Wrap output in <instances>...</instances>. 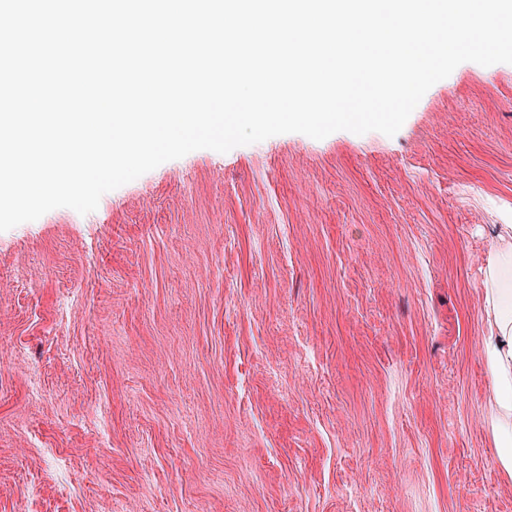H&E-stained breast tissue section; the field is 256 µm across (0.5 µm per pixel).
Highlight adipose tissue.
Instances as JSON below:
<instances>
[{"label": "adipose tissue", "instance_id": "ef3b65f1", "mask_svg": "<svg viewBox=\"0 0 512 512\" xmlns=\"http://www.w3.org/2000/svg\"><path fill=\"white\" fill-rule=\"evenodd\" d=\"M488 328L481 353L492 376L489 424L498 464L512 474V224L497 227V244L484 270Z\"/></svg>", "mask_w": 512, "mask_h": 512}]
</instances>
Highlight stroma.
Here are the masks:
<instances>
[{"label": "stroma", "instance_id": "stroma-1", "mask_svg": "<svg viewBox=\"0 0 512 512\" xmlns=\"http://www.w3.org/2000/svg\"><path fill=\"white\" fill-rule=\"evenodd\" d=\"M512 64L394 136L165 162L0 232V512H512L483 270Z\"/></svg>", "mask_w": 512, "mask_h": 512}]
</instances>
